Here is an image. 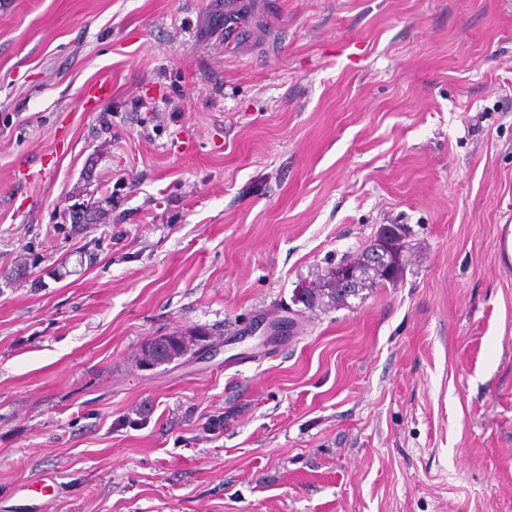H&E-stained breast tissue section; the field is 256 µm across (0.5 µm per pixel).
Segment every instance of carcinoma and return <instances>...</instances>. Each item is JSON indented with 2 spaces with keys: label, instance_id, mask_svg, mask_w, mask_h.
Listing matches in <instances>:
<instances>
[{
  "label": "carcinoma",
  "instance_id": "obj_1",
  "mask_svg": "<svg viewBox=\"0 0 512 512\" xmlns=\"http://www.w3.org/2000/svg\"><path fill=\"white\" fill-rule=\"evenodd\" d=\"M407 233L400 224L383 227L369 249L381 253L383 262H367L366 255L344 261L336 269L326 274H318L308 284L302 286L300 298L311 306L328 300L331 303L344 304L351 296L356 297L366 288H376L399 278L403 268L404 253L408 251ZM346 270L354 277L357 287L347 288L336 277V271Z\"/></svg>",
  "mask_w": 512,
  "mask_h": 512
}]
</instances>
